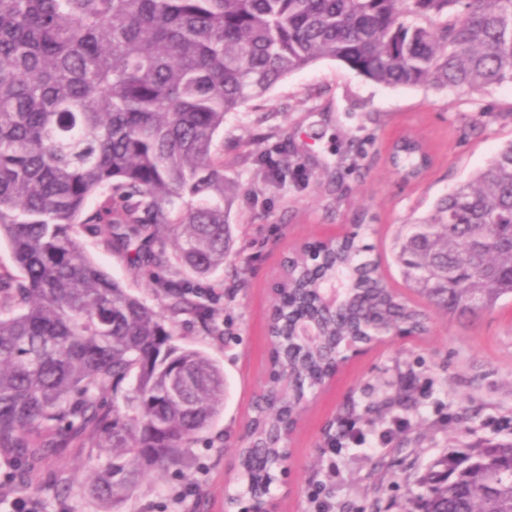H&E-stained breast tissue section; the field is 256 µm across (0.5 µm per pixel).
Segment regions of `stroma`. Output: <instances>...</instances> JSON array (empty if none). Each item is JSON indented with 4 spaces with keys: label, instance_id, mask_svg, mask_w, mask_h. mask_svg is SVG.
<instances>
[{
    "label": "stroma",
    "instance_id": "1",
    "mask_svg": "<svg viewBox=\"0 0 512 512\" xmlns=\"http://www.w3.org/2000/svg\"><path fill=\"white\" fill-rule=\"evenodd\" d=\"M402 137L422 141L430 167L417 179L390 160ZM512 140V86L465 95L432 87H389L323 59L224 119L215 139L231 188V246L223 268L179 277L214 310L217 332L195 317L169 319L178 344L207 353L224 370L221 417L198 434L182 469L145 479L124 512H225L235 453L269 366L267 320L286 250L361 224L387 282L413 303L394 262L401 224L429 212ZM288 161L279 180L273 163ZM91 258L155 309L166 299L146 272H133L104 237H84ZM427 334L375 345L351 359L307 406L289 441L290 473L275 484L276 512H409L425 477L475 445L512 439V298L475 317L429 308ZM403 390L404 405L374 415L363 406ZM95 448H71L34 475L39 495L0 485V499L29 512H101L83 480Z\"/></svg>",
    "mask_w": 512,
    "mask_h": 512
}]
</instances>
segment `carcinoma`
<instances>
[{
	"label": "carcinoma",
	"instance_id": "obj_1",
	"mask_svg": "<svg viewBox=\"0 0 512 512\" xmlns=\"http://www.w3.org/2000/svg\"><path fill=\"white\" fill-rule=\"evenodd\" d=\"M324 58L387 86L512 85V0H0V242L20 271L0 287V464L18 491L64 449L98 448L87 491L101 512H121L221 414L223 369L177 344L165 312L109 278L79 234L107 228V246L136 269L222 267L224 117ZM391 162L414 178L429 156L407 140ZM93 197L102 201L89 212ZM166 238L172 251L153 248ZM367 252L355 235L284 259L271 369L237 450L242 488L275 483L287 420L336 372V349L427 331L426 311ZM393 252L404 279L448 314L512 296V141L402 225ZM153 281L172 310L209 314L182 285ZM332 286L343 289L337 310ZM415 504L512 512V441L472 448Z\"/></svg>",
	"mask_w": 512,
	"mask_h": 512
}]
</instances>
